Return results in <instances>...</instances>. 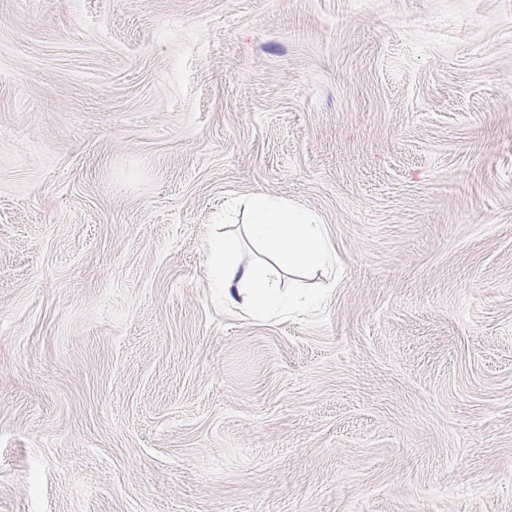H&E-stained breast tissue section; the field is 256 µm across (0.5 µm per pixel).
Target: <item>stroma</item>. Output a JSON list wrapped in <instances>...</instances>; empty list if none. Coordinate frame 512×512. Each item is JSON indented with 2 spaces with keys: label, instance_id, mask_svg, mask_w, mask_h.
<instances>
[{
  "label": "stroma",
  "instance_id": "stroma-1",
  "mask_svg": "<svg viewBox=\"0 0 512 512\" xmlns=\"http://www.w3.org/2000/svg\"><path fill=\"white\" fill-rule=\"evenodd\" d=\"M0 512H512V0H0ZM245 232L267 258L244 264L237 235H219L212 244V275L224 296V308L255 319H271L320 303L323 294L284 288V273L316 269L336 271V254L325 225L313 211L272 194H256L246 203Z\"/></svg>",
  "mask_w": 512,
  "mask_h": 512
}]
</instances>
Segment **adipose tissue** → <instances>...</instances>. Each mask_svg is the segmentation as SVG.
Listing matches in <instances>:
<instances>
[{
  "label": "adipose tissue",
  "instance_id": "adipose-tissue-1",
  "mask_svg": "<svg viewBox=\"0 0 512 512\" xmlns=\"http://www.w3.org/2000/svg\"><path fill=\"white\" fill-rule=\"evenodd\" d=\"M246 207L245 232L266 258L258 264L243 263L237 235L216 238L212 244V275L225 307L266 320L318 305L322 293L284 288L283 277L288 271H335L336 254L319 216L272 194L254 195Z\"/></svg>",
  "mask_w": 512,
  "mask_h": 512
}]
</instances>
